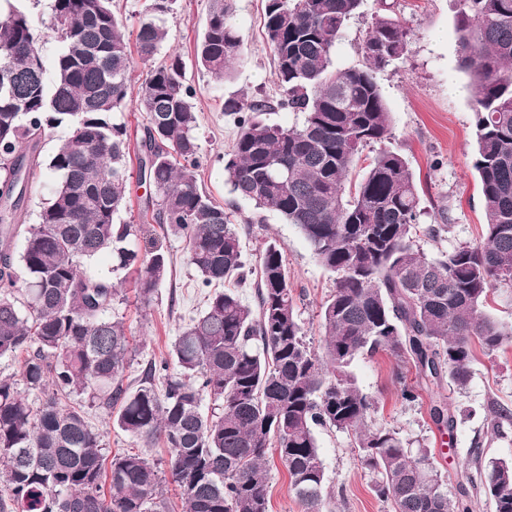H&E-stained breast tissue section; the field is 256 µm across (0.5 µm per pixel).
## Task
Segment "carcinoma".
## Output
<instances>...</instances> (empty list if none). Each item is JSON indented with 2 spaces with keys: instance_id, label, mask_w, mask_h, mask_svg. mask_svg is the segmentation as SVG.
<instances>
[{
  "instance_id": "obj_1",
  "label": "carcinoma",
  "mask_w": 512,
  "mask_h": 512,
  "mask_svg": "<svg viewBox=\"0 0 512 512\" xmlns=\"http://www.w3.org/2000/svg\"><path fill=\"white\" fill-rule=\"evenodd\" d=\"M0 10V357H21L20 377L0 378V482L14 512H168L171 479L182 512H268V453L287 469L303 512H330L316 428L352 437L377 498L392 512H474L448 483L430 449L395 429L368 425L372 400L351 372L364 354L389 351L420 379L467 389L474 345L512 346V326L487 312L496 286L512 288V0H458L459 68L473 87L486 229L480 241L427 255L415 239L421 216L415 174L387 145L392 117L377 73L405 59L408 30L391 6L375 14L362 62L343 67L336 46L364 0H265L264 31L281 96L276 107L301 123L265 124L273 106L247 96L224 101L238 132L224 159L230 192L296 225L334 276L321 304L322 346L307 342L281 248L268 244L245 270L235 210L200 189L204 160L184 63L171 56L141 89L147 114L139 178L153 188L144 212L180 238L206 308L175 340L171 358L123 384L136 355L131 332L112 314L120 297L110 274L135 273L149 304L171 267L154 244H130L138 227L117 222L130 178L126 125L132 55L154 58L173 0H144L131 39L112 0H52V69L26 9ZM234 0H209L196 56L224 78L242 50ZM67 129L47 161L40 144ZM375 149L357 171L361 154ZM53 179L38 223L17 212L31 170ZM24 241L15 252L18 235ZM105 260L108 275L87 271ZM254 276L256 305L238 287ZM24 388H19L18 384ZM37 391L35 406L22 390ZM116 411L113 425L169 449L168 469L140 453L105 457L103 433L86 408ZM497 437L512 412L492 410ZM464 478L493 512H512V461L492 459Z\"/></svg>"
}]
</instances>
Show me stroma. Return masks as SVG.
Instances as JSON below:
<instances>
[{
  "instance_id": "obj_1",
  "label": "stroma",
  "mask_w": 512,
  "mask_h": 512,
  "mask_svg": "<svg viewBox=\"0 0 512 512\" xmlns=\"http://www.w3.org/2000/svg\"><path fill=\"white\" fill-rule=\"evenodd\" d=\"M265 0H235L233 21L243 54L230 78L218 81L195 62V48L206 24L209 0H175L164 18L167 36L160 58L179 55L185 63V83L194 96L198 116L196 136L201 152L209 159L197 172L198 185L217 204L234 206L238 222L254 217L251 203L234 198L224 181L222 156L237 134L233 116L224 112V101L235 96H251L270 102L280 97L272 55L265 39ZM380 7L379 0H366L364 13L352 19L336 48L338 62L359 63V42ZM394 10L408 29V56L399 67L378 73L386 105L392 115L390 146L410 163L419 187L422 216L417 242L426 254L451 249L462 242H476L485 231L480 183L474 168V113L467 77L459 68L457 0H394ZM150 63L134 60L126 108L122 114L131 140H138L146 123L140 105L141 85ZM132 177L128 186V206L120 218L140 224L163 244L171 258L170 274L149 305L135 298L114 302L113 314L123 317L139 343L132 366L125 374L127 384H136L142 370L153 361L167 357L182 326L205 306L206 289L201 288L194 270L187 265L183 242L163 235L158 224L141 218L144 199L151 190L136 175L137 158H130ZM450 217L447 234L431 240L425 227L434 224L440 209ZM283 249L293 282L297 311L312 345H319L318 312L331 294L334 278L317 262L313 251L295 225L278 214L264 215L263 226L242 234L243 261L254 267L267 243ZM471 379L465 392L448 385L426 386L411 364L387 353L357 358L352 371L360 389L374 402L371 424L393 428L414 444L431 448L434 461L448 493H459L465 468L473 466L474 448L484 458L512 460V431L500 439L487 432L490 412L499 407L512 409V348L491 354L476 351ZM413 385L420 397L415 404L402 401L403 386ZM444 403L457 417L453 432L438 430L429 408ZM89 421L104 434L106 455L126 451H146L149 458L166 459L162 445L145 448L141 439L113 427L107 412L88 409ZM318 446L326 470V491L334 512H390L370 488L371 479L362 468L348 434L317 428Z\"/></svg>"
}]
</instances>
